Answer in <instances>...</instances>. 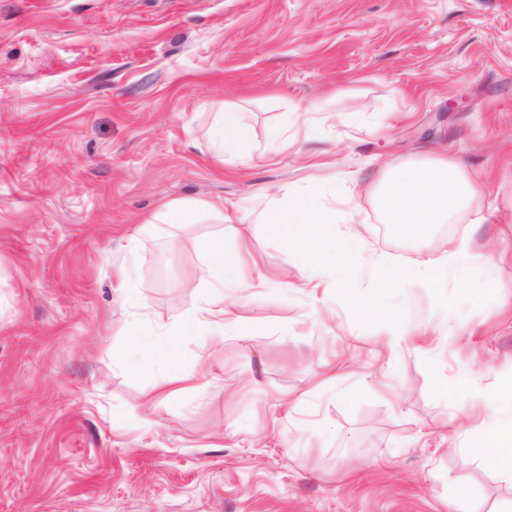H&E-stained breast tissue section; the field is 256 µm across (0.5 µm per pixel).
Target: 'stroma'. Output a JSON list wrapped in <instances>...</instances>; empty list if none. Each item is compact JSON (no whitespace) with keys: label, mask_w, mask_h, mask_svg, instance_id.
I'll return each mask as SVG.
<instances>
[{"label":"stroma","mask_w":512,"mask_h":512,"mask_svg":"<svg viewBox=\"0 0 512 512\" xmlns=\"http://www.w3.org/2000/svg\"><path fill=\"white\" fill-rule=\"evenodd\" d=\"M227 107L255 144L243 165L210 137ZM435 150L485 181L474 245L512 250V0H0V512H512L458 417L480 395L483 433L512 418V263L449 269L472 300L400 286L419 352L262 222L260 191L340 197ZM172 201L238 220L145 225ZM357 203L398 265L468 232L411 240ZM218 233L258 259L224 278L250 331L146 407L151 348L203 296L197 243Z\"/></svg>","instance_id":"35a3bbf8"}]
</instances>
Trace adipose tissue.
I'll use <instances>...</instances> for the list:
<instances>
[{"label": "adipose tissue", "mask_w": 512, "mask_h": 512, "mask_svg": "<svg viewBox=\"0 0 512 512\" xmlns=\"http://www.w3.org/2000/svg\"><path fill=\"white\" fill-rule=\"evenodd\" d=\"M213 140L221 145L230 144L236 161L246 162L252 154L249 135L235 111L222 114ZM365 191L386 223L409 238L424 237L434 225L451 224L460 217L472 225L489 221L476 176L456 157L442 152L391 161ZM264 203L267 233L292 247L305 270L334 278L337 292L346 295L351 292L353 270L365 260L375 270L373 291L386 298L402 284L447 287L449 264L485 259L484 254L447 240L434 251L397 266L386 257L371 253L369 230L359 220L356 207L336 209L323 195L309 189L292 190L280 198L268 195ZM193 216L224 223L236 219L235 213L221 203L170 202L152 215L150 221L185 224ZM202 250L207 261L200 267L198 278L205 282L223 281L225 273L240 271L251 259L247 245L229 250L220 238L205 241ZM203 323L220 337L243 336L248 331L247 324L231 305L225 304L220 292L206 295L196 306L182 311L175 324L152 347L163 373L151 390V403L163 402L195 387L199 370L214 365L213 354L191 353L182 346L184 337L193 335ZM468 447L490 470L512 482V422L500 423L490 434L471 429Z\"/></svg>", "instance_id": "obj_1"}]
</instances>
